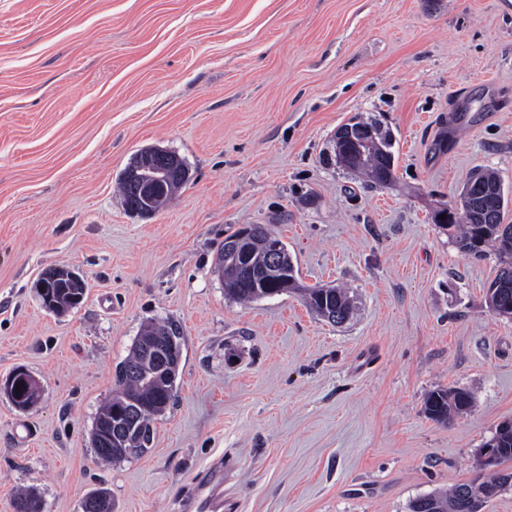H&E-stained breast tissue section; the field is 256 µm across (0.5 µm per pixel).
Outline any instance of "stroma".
<instances>
[{"instance_id":"1","label":"stroma","mask_w":512,"mask_h":512,"mask_svg":"<svg viewBox=\"0 0 512 512\" xmlns=\"http://www.w3.org/2000/svg\"><path fill=\"white\" fill-rule=\"evenodd\" d=\"M394 136V176L327 163L354 115ZM190 180L155 215L117 190L142 149ZM512 200V0H0V512L37 488L44 512H183L224 459V512H408L475 478L512 422V319L485 292L495 255L433 221L469 174ZM283 241L302 287L346 286L336 326L300 291L224 295V238ZM63 267L87 285L58 315L35 289ZM181 328L174 397L146 453L100 463L90 432L141 328ZM462 387L447 423L427 394ZM20 385L21 392L16 390ZM39 385L34 376L24 369H16L5 379H0V396H5L15 407L31 408L38 399ZM473 394L464 388L450 387L432 391L425 402V412L437 422H448L467 413L473 406Z\"/></svg>"}]
</instances>
